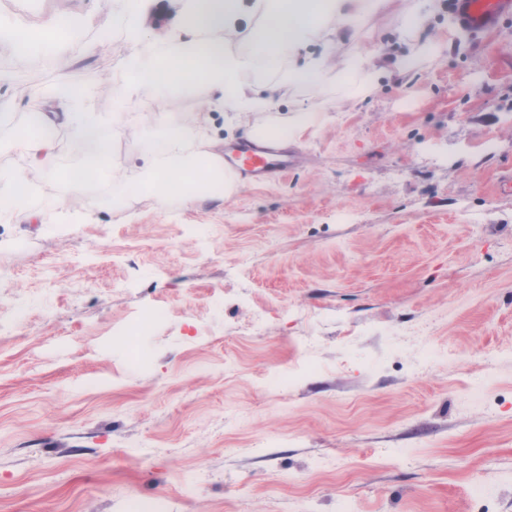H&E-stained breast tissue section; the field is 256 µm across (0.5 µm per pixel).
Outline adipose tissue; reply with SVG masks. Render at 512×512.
Returning a JSON list of instances; mask_svg holds the SVG:
<instances>
[{
	"instance_id": "1",
	"label": "adipose tissue",
	"mask_w": 512,
	"mask_h": 512,
	"mask_svg": "<svg viewBox=\"0 0 512 512\" xmlns=\"http://www.w3.org/2000/svg\"><path fill=\"white\" fill-rule=\"evenodd\" d=\"M355 0H185L184 11L160 46L146 43L138 18L144 0H127L126 37L137 62L131 65L112 95V112L102 115L88 107L95 89L90 85L63 86L48 90L47 111L37 113L35 129L26 144L29 173L0 174V218L25 208L26 187L32 176L58 173L57 145L49 132L57 127L69 131L70 142L97 170H105L112 137L118 131L130 101L145 85L174 89L197 84L219 95L241 113L253 111L259 75L275 69L297 46L322 40L337 23L354 20ZM250 8L260 23L248 36L247 49H231L243 8ZM68 22L54 17L41 25L15 20L5 26L9 37L28 55L38 45L51 44L58 59L68 56L62 34ZM156 136L143 151L144 164L137 180L158 203L171 197L192 201L196 188L230 189L219 155L197 149L183 127L168 123L161 114L148 113Z\"/></svg>"
}]
</instances>
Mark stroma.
<instances>
[{"label":"stroma","mask_w":512,"mask_h":512,"mask_svg":"<svg viewBox=\"0 0 512 512\" xmlns=\"http://www.w3.org/2000/svg\"><path fill=\"white\" fill-rule=\"evenodd\" d=\"M408 14L423 26L403 34ZM1 15L82 33L46 68L0 39L13 173L43 89L97 85L89 108L111 112L131 49L121 0ZM361 51L369 92L348 66ZM313 58L318 90L283 82ZM259 82L281 89L250 126L318 122L289 134L287 174L219 199L161 205L135 182L148 113L201 123L218 154L245 137L205 87L131 103L109 154L132 180L120 214L108 193L78 208L81 157L55 130L60 177L0 222V318L18 321L0 335V512H512V17L473 33L449 0H382ZM143 308L161 320L134 347L120 330Z\"/></svg>","instance_id":"35a3bbf8"}]
</instances>
